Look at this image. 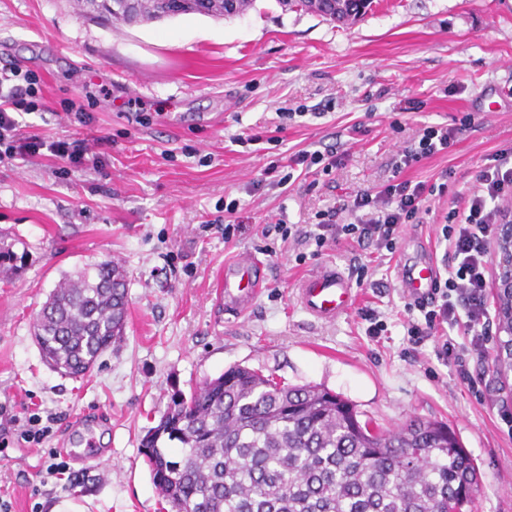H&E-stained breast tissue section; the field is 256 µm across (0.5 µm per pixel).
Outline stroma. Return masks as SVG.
Listing matches in <instances>:
<instances>
[{
    "instance_id": "obj_1",
    "label": "stroma",
    "mask_w": 512,
    "mask_h": 512,
    "mask_svg": "<svg viewBox=\"0 0 512 512\" xmlns=\"http://www.w3.org/2000/svg\"><path fill=\"white\" fill-rule=\"evenodd\" d=\"M39 80L27 133L91 142L103 169L45 155L0 160V234L26 252L21 272L0 279V501L8 512H170L139 453L172 398L242 365L291 384H321L362 417L400 428L419 416L454 430L481 474L472 512H512L511 412L494 372L499 340L471 361L472 390L433 341L412 344L397 285L417 243L444 255L438 226L478 172L512 146V0H374L360 21L256 0L224 18L180 15L106 23L78 0H0V71ZM91 115L80 123L76 110ZM292 113L281 121L280 113ZM427 125L456 129L453 147L404 169L395 163ZM302 150L333 151L318 186L293 165ZM292 179L275 188L269 164ZM444 196L408 224L394 253L340 241L287 242L269 254L264 224L286 217L308 232L316 211L346 207L354 191L393 175L440 184ZM239 204L241 234L216 225ZM304 261H297V253ZM264 265L251 308L229 313L214 291L241 254ZM112 260L127 277L120 343L84 378L48 368L34 340L37 314L64 276ZM368 265L350 312L309 316L299 280L324 266L355 277ZM388 326L367 335L363 310ZM101 413L96 445L68 455L71 421ZM49 433L22 434L30 415ZM66 463L58 474V463Z\"/></svg>"
}]
</instances>
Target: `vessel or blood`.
<instances>
[{"instance_id":"b4317fda","label":"vessel or blood","mask_w":512,"mask_h":512,"mask_svg":"<svg viewBox=\"0 0 512 512\" xmlns=\"http://www.w3.org/2000/svg\"><path fill=\"white\" fill-rule=\"evenodd\" d=\"M256 258L244 254L233 265L224 269L220 283L224 308L242 312L250 308L263 286L254 269ZM440 266L434 256L406 263L397 271L398 286L409 301L429 298ZM298 300L304 310L322 321H333L348 313L356 301V291L351 279L333 267H326L303 278L297 288Z\"/></svg>"}]
</instances>
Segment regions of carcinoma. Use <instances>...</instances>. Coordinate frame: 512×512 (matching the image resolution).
<instances>
[{
	"mask_svg": "<svg viewBox=\"0 0 512 512\" xmlns=\"http://www.w3.org/2000/svg\"><path fill=\"white\" fill-rule=\"evenodd\" d=\"M255 0H134L117 16L97 0L82 10L128 25L198 13L232 17ZM373 0H330L329 18L355 22ZM23 256L0 240V273ZM124 271L105 260L67 277L42 305L34 328L43 362L63 375L90 373L124 333ZM140 454L171 512H463L480 473L447 426L414 418L383 430L349 402L316 385H285L233 366L172 400L148 429Z\"/></svg>",
	"mask_w": 512,
	"mask_h": 512,
	"instance_id": "cac0c4a2",
	"label": "carcinoma"
}]
</instances>
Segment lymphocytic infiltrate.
Wrapping results in <instances>:
<instances>
[{"instance_id":"1","label":"lymphocytic infiltrate","mask_w":512,"mask_h":512,"mask_svg":"<svg viewBox=\"0 0 512 512\" xmlns=\"http://www.w3.org/2000/svg\"><path fill=\"white\" fill-rule=\"evenodd\" d=\"M38 80L25 76L23 83H14L11 76L0 75V150L8 157L32 158L47 151L75 164L91 159L101 167L100 156H89L85 141L57 140L47 142L24 133L17 114L20 108L34 110ZM455 141L454 130L439 126L424 127L415 142L400 159L404 166L420 162L448 151ZM446 184L436 186L404 179L379 190L356 192L350 203L356 213L355 222L340 224L335 209L317 212V247L341 239L357 243L375 241L378 248L395 252L399 229L416 221L429 196L446 193ZM512 198V149L497 153L492 165L480 170L476 186L464 208H451L441 227L443 241L448 244L450 264L444 268L429 302L416 304V313L406 322L412 343L435 338L436 355L444 363L464 367L466 355H485V336L489 327L486 288L491 264L490 230L501 223ZM462 333L468 343H458L454 335Z\"/></svg>"}]
</instances>
